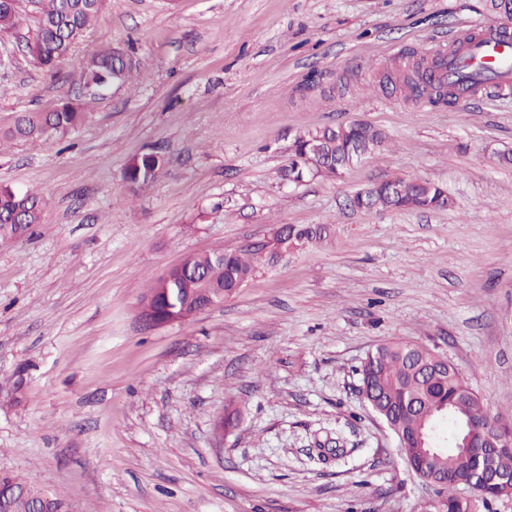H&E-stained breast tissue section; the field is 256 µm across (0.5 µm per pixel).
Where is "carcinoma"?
<instances>
[{
  "mask_svg": "<svg viewBox=\"0 0 512 512\" xmlns=\"http://www.w3.org/2000/svg\"><path fill=\"white\" fill-rule=\"evenodd\" d=\"M40 11L34 39L27 43L32 61L49 72L70 52L85 30L98 18L105 0H38ZM17 0H0V36L13 32L19 25ZM132 64L124 63L115 49L95 53L83 69L84 87L89 99H101L114 85H126L131 79ZM405 87L419 97L430 89L428 97L450 104L456 100L445 83L424 81L423 72L415 69L405 78ZM88 118L79 102H65L52 112H13L0 115V140H34L64 137ZM385 135L370 125L340 126L303 132L290 148L288 176L297 183L309 175L336 178L342 164L350 157H365L382 146ZM165 158L158 152H145L129 158L124 169L125 187L130 193L150 185L160 174ZM395 182L405 191L395 196L389 184L380 182L354 195L357 206L367 210H430L447 208L451 200L443 188L426 181L402 178ZM44 199L37 193H19L0 186V244H7L30 233L41 223ZM276 235L283 250L298 249L317 240L318 232L309 226H280ZM272 255L262 249L220 250L190 256L183 274L171 276L167 283L170 303L164 314L184 320L193 312L187 289L212 288L235 292L253 275L257 264ZM435 351L407 341H392L371 351L360 369V383L365 401L386 424L396 439L404 458L416 457L422 470L416 472L435 485V498L427 512H478L479 506L512 494L505 477L512 475V451L483 455L473 448L445 450L434 446L418 447V439L430 442L432 427L438 418L448 415L454 439H459L467 425L492 428L496 420L453 365ZM482 462L499 475L494 483L469 498L457 494L458 487L469 480L477 463ZM27 490L32 496L44 493L33 479L5 475L0 477V495L13 489Z\"/></svg>",
  "mask_w": 512,
  "mask_h": 512,
  "instance_id": "cac0c4a2",
  "label": "carcinoma"
}]
</instances>
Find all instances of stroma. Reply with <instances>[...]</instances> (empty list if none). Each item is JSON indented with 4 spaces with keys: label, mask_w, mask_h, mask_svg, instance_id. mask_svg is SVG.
Returning <instances> with one entry per match:
<instances>
[{
    "label": "stroma",
    "mask_w": 512,
    "mask_h": 512,
    "mask_svg": "<svg viewBox=\"0 0 512 512\" xmlns=\"http://www.w3.org/2000/svg\"><path fill=\"white\" fill-rule=\"evenodd\" d=\"M19 13L0 113L78 98L106 48L140 69L67 137L0 147V184L46 202L0 244V474L73 512H425L433 491L357 370L380 344L423 345L512 424V95L435 105L379 80L391 51L499 26L486 0H106L52 74L26 50L33 0ZM353 121L383 146L335 179H281L297 134ZM148 151L166 164L128 195L125 165ZM397 177L451 206H351ZM282 224L326 232L223 303L142 326L165 271ZM162 277L157 279L155 283L151 286L148 292V296H145L139 311V319L142 325L147 329H154L161 326H166L172 324L174 322H167L162 319L155 312V304L153 303V295H149L155 292L157 288H164L160 285ZM15 488L19 490L27 489V492L33 497L40 494L48 495L49 498L52 499L56 509H64L68 507V503L65 499L44 491L33 479L10 475L0 477V495H5L7 493L10 495Z\"/></svg>",
    "instance_id": "obj_1"
}]
</instances>
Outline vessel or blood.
Here are the masks:
<instances>
[{
    "label": "vessel or blood",
    "instance_id": "obj_1",
    "mask_svg": "<svg viewBox=\"0 0 512 512\" xmlns=\"http://www.w3.org/2000/svg\"><path fill=\"white\" fill-rule=\"evenodd\" d=\"M427 69L452 87L457 98L467 100L492 89L498 95L512 94V35L488 29L479 37L463 32L448 46H425Z\"/></svg>",
    "mask_w": 512,
    "mask_h": 512
}]
</instances>
